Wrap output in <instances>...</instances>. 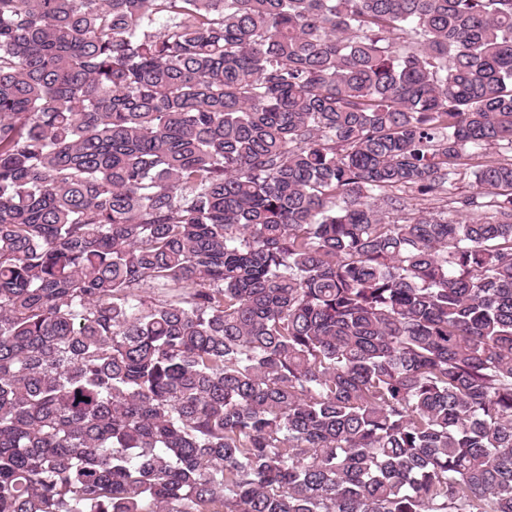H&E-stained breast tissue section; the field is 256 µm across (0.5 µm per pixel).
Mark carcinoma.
Wrapping results in <instances>:
<instances>
[{
    "instance_id": "1",
    "label": "carcinoma",
    "mask_w": 512,
    "mask_h": 512,
    "mask_svg": "<svg viewBox=\"0 0 512 512\" xmlns=\"http://www.w3.org/2000/svg\"><path fill=\"white\" fill-rule=\"evenodd\" d=\"M501 143L512 0H0V512H512ZM481 159L475 158L474 160L465 161L468 164L459 165L456 169V175L453 180V191L456 194H467L476 190L475 178L473 176L474 168L477 162Z\"/></svg>"
}]
</instances>
